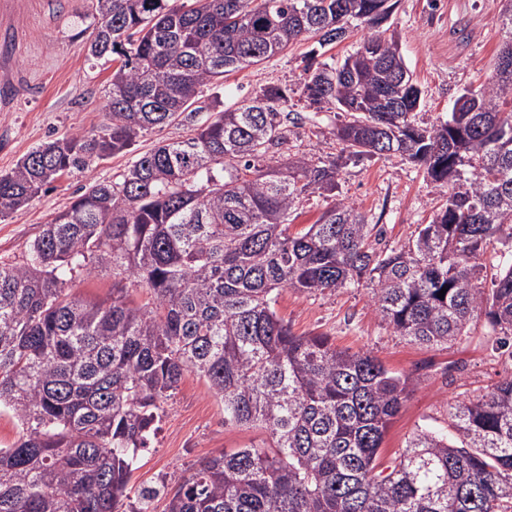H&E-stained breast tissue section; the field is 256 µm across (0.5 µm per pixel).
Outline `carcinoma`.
Here are the masks:
<instances>
[{"mask_svg": "<svg viewBox=\"0 0 512 512\" xmlns=\"http://www.w3.org/2000/svg\"><path fill=\"white\" fill-rule=\"evenodd\" d=\"M90 55L117 56L109 122L44 143L0 174V218L73 169L179 122L188 137L137 157L117 181L79 190L27 247L0 261V411L20 428L0 448V512H512V377L448 409L384 464L387 428L410 376L324 335L296 336L274 310L284 288L334 292L366 280L383 321L412 342L445 345L480 319L512 337V78L500 63L472 110L416 122L422 90L398 41L378 27L390 0H97ZM368 54L308 58L299 98L345 114L339 154L401 157L448 186L408 246L339 202L293 233L310 194H336V159L259 166L302 120L279 84L199 119L200 89L307 37L324 48L351 26ZM112 273V296L69 283ZM150 291L142 305L126 281ZM444 297H438L441 289ZM194 373L224 403V424L266 440L205 459L171 492H131L138 453L163 404Z\"/></svg>", "mask_w": 512, "mask_h": 512, "instance_id": "cac0c4a2", "label": "carcinoma"}]
</instances>
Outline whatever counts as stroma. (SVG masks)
Wrapping results in <instances>:
<instances>
[{
    "label": "stroma",
    "mask_w": 512,
    "mask_h": 512,
    "mask_svg": "<svg viewBox=\"0 0 512 512\" xmlns=\"http://www.w3.org/2000/svg\"><path fill=\"white\" fill-rule=\"evenodd\" d=\"M502 7L503 0H398L387 24L424 92L421 122L446 117L464 88L486 84L502 42L496 22ZM95 17L96 0H0V174L40 144L89 134L105 123V89L115 64L89 54ZM315 46L314 40L301 41L269 61L225 74L223 85L203 87L202 104L228 107L269 82L301 85L302 58ZM342 120L340 114L322 112L315 124L294 128L287 154L319 157L334 151L331 131ZM187 133L177 124L146 131L130 151L62 176L48 192L0 219V260L22 261L42 225L81 187L118 179L134 156ZM447 192L409 162L346 159L336 196L312 194L300 205L292 229L314 223L340 200L378 225L382 248H399L431 221L437 198ZM275 311L295 335H327L336 347L368 353L413 379L411 394L388 426L381 449L385 462L418 429L445 427L450 402L483 394L512 377V351L501 346L486 321L448 345L415 344L382 321L364 282L332 293L286 288ZM164 410L155 437L140 454L134 485L162 479L176 485L202 459L266 437L260 429L225 424L223 403L191 373Z\"/></svg>",
    "instance_id": "1"
}]
</instances>
